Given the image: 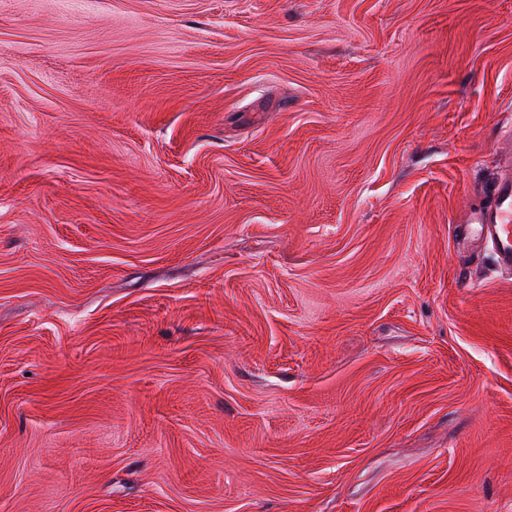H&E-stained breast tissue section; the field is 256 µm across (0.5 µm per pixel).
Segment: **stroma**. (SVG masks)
<instances>
[{
  "label": "stroma",
  "instance_id": "obj_1",
  "mask_svg": "<svg viewBox=\"0 0 512 512\" xmlns=\"http://www.w3.org/2000/svg\"><path fill=\"white\" fill-rule=\"evenodd\" d=\"M512 0H0V512H512ZM468 224L491 243L497 263L512 267V168L503 170L489 206L471 210Z\"/></svg>",
  "mask_w": 512,
  "mask_h": 512
}]
</instances>
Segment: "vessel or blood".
Segmentation results:
<instances>
[{
    "instance_id": "vessel-or-blood-1",
    "label": "vessel or blood",
    "mask_w": 512,
    "mask_h": 512,
    "mask_svg": "<svg viewBox=\"0 0 512 512\" xmlns=\"http://www.w3.org/2000/svg\"><path fill=\"white\" fill-rule=\"evenodd\" d=\"M469 223L491 243L497 263L512 267V168H505L489 206L472 210Z\"/></svg>"
}]
</instances>
